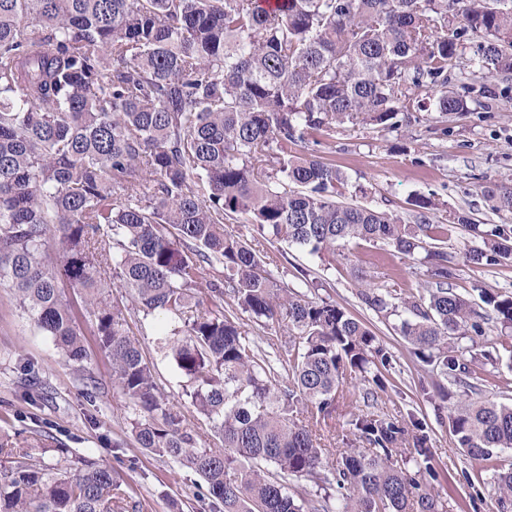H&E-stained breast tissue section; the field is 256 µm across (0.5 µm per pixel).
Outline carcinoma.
<instances>
[{
	"mask_svg": "<svg viewBox=\"0 0 512 512\" xmlns=\"http://www.w3.org/2000/svg\"><path fill=\"white\" fill-rule=\"evenodd\" d=\"M450 70L512 76V0H284L275 11L263 0H0V287L94 388L60 283L82 295L113 387L141 412L134 441L196 473L215 512H329V495L311 497L288 478L336 488V512H445L419 418L357 414L349 430L367 447L324 457L319 426L345 374L391 355L342 307L278 284L242 235L224 229L226 216L319 258L359 241L412 256L467 228L459 255L427 251L422 290L383 293L365 279L359 297L379 313L409 311L400 333L415 354L473 395L448 413L467 456L512 448V404L470 381L487 324L512 333V295L482 289L477 307L448 287L462 262L512 264V224L484 228L459 212L446 224L425 214L407 224L342 201L344 173L297 151L313 131L471 111L478 99L448 90ZM484 195L512 213V187ZM112 288L145 318L183 322L173 358L219 447L198 445ZM197 293L210 309L194 314ZM226 298L258 322L286 323L288 342L269 337L262 348ZM407 444L413 470L398 465ZM2 451L0 512L129 508L108 466L69 456L54 472L28 448ZM493 484L512 512V463Z\"/></svg>",
	"mask_w": 512,
	"mask_h": 512,
	"instance_id": "1",
	"label": "carcinoma"
}]
</instances>
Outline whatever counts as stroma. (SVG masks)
<instances>
[{
    "instance_id": "35a3bbf8",
    "label": "stroma",
    "mask_w": 512,
    "mask_h": 512,
    "mask_svg": "<svg viewBox=\"0 0 512 512\" xmlns=\"http://www.w3.org/2000/svg\"><path fill=\"white\" fill-rule=\"evenodd\" d=\"M486 101L487 108L472 112L404 113L394 128L319 131L313 135L317 154L344 171L350 183L365 188L363 204L400 214L408 223L419 220L420 210L414 204L419 197H432L448 209L467 212L478 224L512 223V214L494 211L483 193L492 182L512 187V78L492 80ZM259 247L275 259L280 284L316 301L335 302L364 322L390 352V364L382 370L386 389L376 409L402 421L413 416L426 422L440 475L437 490L447 512H499L491 476L494 466L512 461V449L480 464L466 456L448 431L447 404L438 394L439 386L447 385V376L418 358L400 334V316L376 313L357 295L359 273L384 292L396 294L415 287L426 272L417 257L365 242L353 246L345 260H322L284 243L273 247L263 241ZM302 268L310 272L308 281L298 277ZM480 286L512 293V265L460 266L453 291L474 301ZM113 297L124 305L134 338L172 403L186 410L182 377L167 348L175 321L162 315L142 318L128 295L117 291ZM82 328L88 366L98 383L92 393L52 339L17 305L12 292L0 288V446L34 449L49 467L62 465L65 448L110 465L119 473L128 502L137 512H211L194 472L137 448L131 425L140 412L113 389L112 366L97 346L93 325L84 321ZM27 379L40 388L33 403L24 398ZM364 389V383H357L355 390L338 399L324 435L361 447V440L350 434L348 422L366 409ZM116 439L124 441L123 451L113 450Z\"/></svg>"
}]
</instances>
